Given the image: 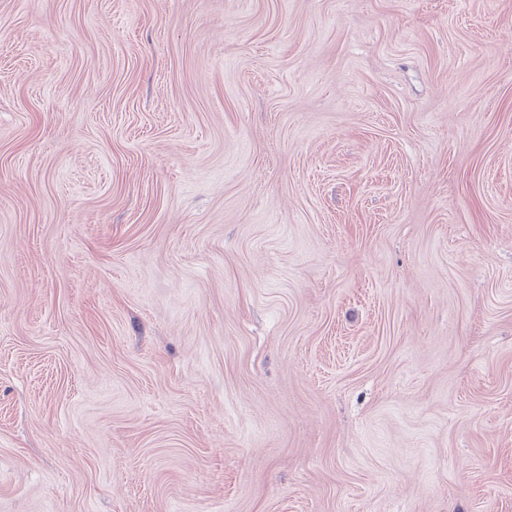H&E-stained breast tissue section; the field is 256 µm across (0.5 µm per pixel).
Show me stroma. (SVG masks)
<instances>
[{
	"mask_svg": "<svg viewBox=\"0 0 512 512\" xmlns=\"http://www.w3.org/2000/svg\"><path fill=\"white\" fill-rule=\"evenodd\" d=\"M0 512H512V0H0Z\"/></svg>",
	"mask_w": 512,
	"mask_h": 512,
	"instance_id": "stroma-1",
	"label": "stroma"
}]
</instances>
